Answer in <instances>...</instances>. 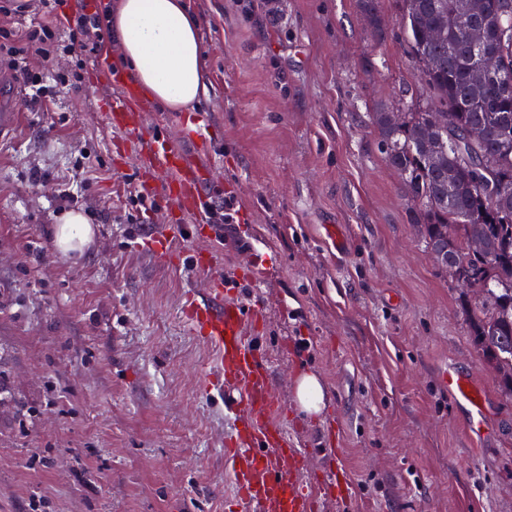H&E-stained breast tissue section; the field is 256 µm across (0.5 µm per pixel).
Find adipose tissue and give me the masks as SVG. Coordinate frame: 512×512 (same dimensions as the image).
Masks as SVG:
<instances>
[{
    "mask_svg": "<svg viewBox=\"0 0 512 512\" xmlns=\"http://www.w3.org/2000/svg\"><path fill=\"white\" fill-rule=\"evenodd\" d=\"M112 34L151 97L173 112L192 109L205 88L204 72L197 24L181 0H117ZM93 236L76 211L54 229L55 246L64 255L83 253Z\"/></svg>",
    "mask_w": 512,
    "mask_h": 512,
    "instance_id": "1",
    "label": "adipose tissue"
}]
</instances>
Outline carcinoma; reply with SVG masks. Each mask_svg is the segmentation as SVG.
Wrapping results in <instances>:
<instances>
[{"mask_svg":"<svg viewBox=\"0 0 512 512\" xmlns=\"http://www.w3.org/2000/svg\"><path fill=\"white\" fill-rule=\"evenodd\" d=\"M400 24L423 75L420 95L431 107L411 111L414 96L396 111L371 113L379 146L402 175L405 195L419 206L421 238L438 265L448 263L464 291L471 336L501 389L512 396V12H493L479 0L477 14H494L498 33L477 47L465 38L460 0H397ZM371 35L386 34L381 0H357ZM485 51L501 69L474 75ZM444 124L434 122L435 111ZM479 128L473 145L465 134Z\"/></svg>","mask_w":512,"mask_h":512,"instance_id":"cac0c4a2","label":"carcinoma"}]
</instances>
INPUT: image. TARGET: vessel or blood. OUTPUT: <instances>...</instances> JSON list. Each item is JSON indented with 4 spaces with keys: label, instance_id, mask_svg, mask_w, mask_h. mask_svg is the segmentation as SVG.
Segmentation results:
<instances>
[{
    "label": "vessel or blood",
    "instance_id": "obj_1",
    "mask_svg": "<svg viewBox=\"0 0 512 512\" xmlns=\"http://www.w3.org/2000/svg\"><path fill=\"white\" fill-rule=\"evenodd\" d=\"M147 102L133 84H126L120 100H106L108 126L122 130L140 143V186L149 188L154 174L168 176L165 192L176 209L208 221L215 197L207 189V173L191 163L170 139L142 134ZM242 275L259 285L255 271L267 261L262 242L250 243ZM204 275V293L188 298L185 319L193 334L215 349V363L205 389L223 397L233 424L224 460L234 485L232 512H320V495L345 498L350 477L338 452H331L325 467L309 474L307 454L288 438L278 418L281 403L266 362L250 334L264 325L262 302L242 303L224 288L222 278L211 276L213 260H196ZM443 381L455 405L466 411L473 429L484 426L486 396L473 377L458 367L448 368Z\"/></svg>",
    "mask_w": 512,
    "mask_h": 512
}]
</instances>
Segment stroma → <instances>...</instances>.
I'll list each match as a JSON object with an SVG mask.
<instances>
[{
    "label": "stroma",
    "mask_w": 512,
    "mask_h": 512,
    "mask_svg": "<svg viewBox=\"0 0 512 512\" xmlns=\"http://www.w3.org/2000/svg\"><path fill=\"white\" fill-rule=\"evenodd\" d=\"M183 3L205 74L191 113L211 141L200 147L191 113L158 103L144 126L214 170L217 199L233 203L227 221L184 234L194 216L141 191L137 144L113 154L119 132L101 112L120 84L84 76L0 138V512H228L230 420L203 388L215 350L182 314L203 285L202 253L231 295L265 301L254 340L310 471L329 444L342 452L350 496H324L322 512H512V399L482 362L459 284L425 251L418 207L371 124L377 104L422 85L396 0H382L381 41L355 0ZM70 211L94 229L74 256L53 242ZM254 235L274 259L259 291L230 277ZM452 365L486 394L484 432L448 395ZM306 371L325 386L317 416L294 401Z\"/></svg>",
    "instance_id": "1"
}]
</instances>
